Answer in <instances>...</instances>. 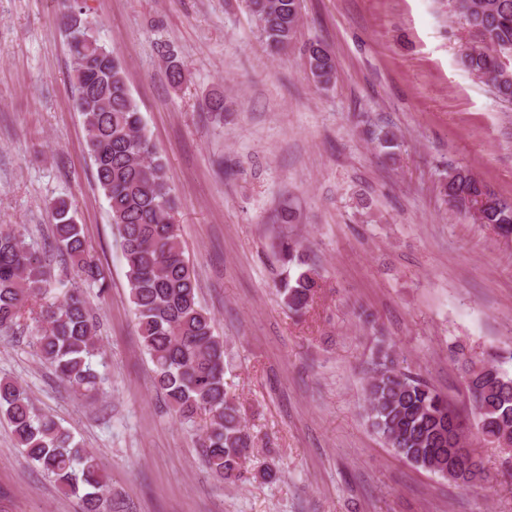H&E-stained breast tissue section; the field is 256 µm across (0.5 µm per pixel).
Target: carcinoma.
I'll return each instance as SVG.
<instances>
[{
	"label": "carcinoma",
	"instance_id": "1",
	"mask_svg": "<svg viewBox=\"0 0 512 512\" xmlns=\"http://www.w3.org/2000/svg\"><path fill=\"white\" fill-rule=\"evenodd\" d=\"M454 12L479 38L460 64L512 104V71L499 57L512 51V0H452ZM252 18L270 49L285 53L300 23V0H248ZM71 65L69 82L75 108L87 133L95 180L108 204L127 268L136 334L152 365L155 391L182 422L197 432L207 469L218 479H241L251 435L224 380V337L201 305L193 266L176 224V203L167 164L145 132L139 105L127 83L120 55L99 36L98 23L80 0H64L60 18ZM315 62L311 75L329 89L336 61L328 46H307ZM167 76L174 88L186 69L168 57ZM386 154L398 146L397 135L382 131L372 139ZM454 203L481 204V223L512 234V203L498 197L467 168L448 174L444 187ZM55 248L67 257L72 277L55 278L29 236L16 224L0 225V335L13 334L20 322L34 327L30 345L43 363L73 392L99 390L95 359L97 324L80 284L103 279L99 259L77 223L71 201L49 206ZM280 252L290 274L280 285L289 313L299 316L322 288V277L305 258L301 245L284 239ZM379 369L366 384L369 426L402 460L448 480L472 486L485 477L473 440L500 446L512 432V351L492 350L475 359L458 346L465 365L464 388L470 412L462 416L427 380L400 365L397 353L378 348ZM0 417L12 428L16 446L32 465L78 499L80 512H112V498L97 455L74 441L50 414L37 409L19 383L0 379ZM467 449L466 460L448 469V454Z\"/></svg>",
	"mask_w": 512,
	"mask_h": 512
}]
</instances>
